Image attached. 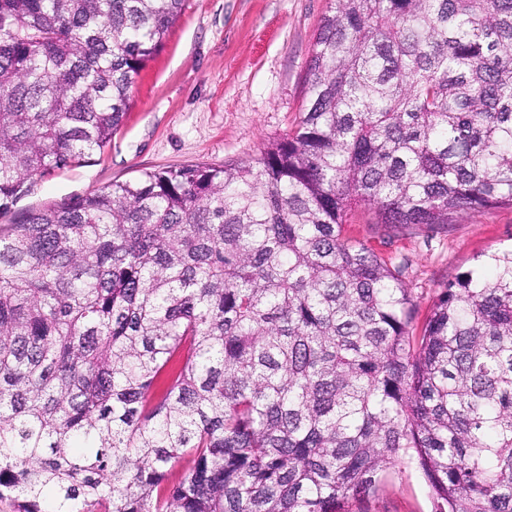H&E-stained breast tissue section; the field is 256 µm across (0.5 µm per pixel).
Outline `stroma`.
I'll use <instances>...</instances> for the list:
<instances>
[{"label":"stroma","mask_w":512,"mask_h":512,"mask_svg":"<svg viewBox=\"0 0 512 512\" xmlns=\"http://www.w3.org/2000/svg\"><path fill=\"white\" fill-rule=\"evenodd\" d=\"M329 9L330 0H185L163 47L136 77L111 143L81 166L39 178L0 223L147 171L220 167L259 154L299 119L306 63ZM346 231L401 269L419 325L477 255L512 245V207L466 212L434 229L390 228L367 213ZM368 510L432 512L421 472L407 464L387 469Z\"/></svg>","instance_id":"obj_1"}]
</instances>
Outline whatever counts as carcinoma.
<instances>
[{"label":"carcinoma","mask_w":512,"mask_h":512,"mask_svg":"<svg viewBox=\"0 0 512 512\" xmlns=\"http://www.w3.org/2000/svg\"><path fill=\"white\" fill-rule=\"evenodd\" d=\"M183 5L0 0V214L111 143ZM306 83L255 157L0 226L12 512H354L400 461L433 512H512V248L416 335L344 233L512 206V0H333Z\"/></svg>","instance_id":"obj_1"}]
</instances>
